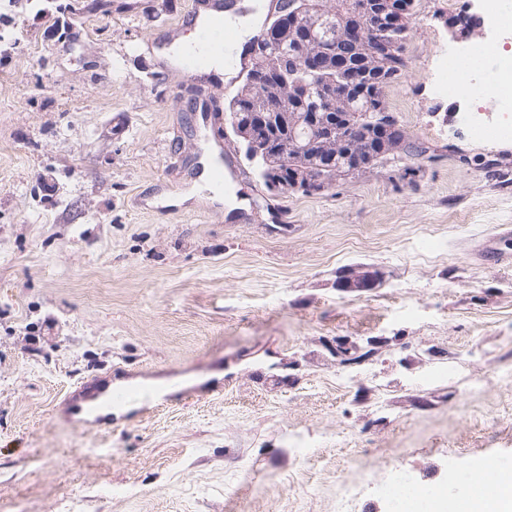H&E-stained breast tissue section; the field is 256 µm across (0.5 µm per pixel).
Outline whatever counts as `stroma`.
Returning a JSON list of instances; mask_svg holds the SVG:
<instances>
[{
    "label": "stroma",
    "instance_id": "stroma-1",
    "mask_svg": "<svg viewBox=\"0 0 512 512\" xmlns=\"http://www.w3.org/2000/svg\"><path fill=\"white\" fill-rule=\"evenodd\" d=\"M191 0L11 12L0 52V512H389L394 464H512V138L441 59L512 50L485 0H415L381 96L415 151L322 192L240 173L178 203L204 148L197 83L154 49ZM484 25L452 38L448 19ZM370 267L376 288L342 292ZM350 340L349 356L336 342ZM144 389L90 428L59 405L102 371ZM379 272L369 267L352 268L338 278L336 287L341 291H368L379 283Z\"/></svg>",
    "mask_w": 512,
    "mask_h": 512
}]
</instances>
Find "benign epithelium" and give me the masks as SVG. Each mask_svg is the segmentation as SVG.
Instances as JSON below:
<instances>
[{
    "instance_id": "benign-epithelium-1",
    "label": "benign epithelium",
    "mask_w": 512,
    "mask_h": 512,
    "mask_svg": "<svg viewBox=\"0 0 512 512\" xmlns=\"http://www.w3.org/2000/svg\"><path fill=\"white\" fill-rule=\"evenodd\" d=\"M406 0H278L259 72L242 81L229 113L230 133L256 162L266 186L281 193L321 192L336 180L409 153L391 115L369 118L375 103L360 85L387 67L382 36L408 30ZM379 272L352 268L341 291H368Z\"/></svg>"
}]
</instances>
